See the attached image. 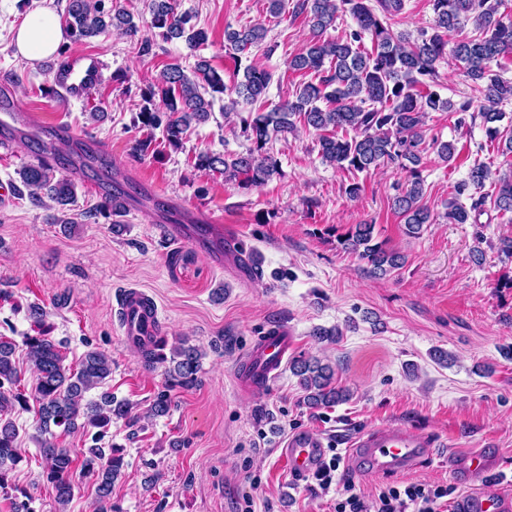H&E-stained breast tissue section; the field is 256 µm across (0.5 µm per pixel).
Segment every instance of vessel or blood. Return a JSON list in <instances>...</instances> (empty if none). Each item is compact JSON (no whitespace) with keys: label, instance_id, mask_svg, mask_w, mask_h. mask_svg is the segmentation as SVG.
I'll use <instances>...</instances> for the list:
<instances>
[{"label":"vessel or blood","instance_id":"1","mask_svg":"<svg viewBox=\"0 0 512 512\" xmlns=\"http://www.w3.org/2000/svg\"><path fill=\"white\" fill-rule=\"evenodd\" d=\"M109 65L100 55L72 56L52 74V82L66 101H81L88 88L102 83ZM120 322L127 343L143 349L159 334L160 319L155 300L137 288L126 289L120 302ZM294 346L287 329L276 328L261 337L243 360L240 381L259 388L262 381L276 375ZM434 437L400 425L383 426L359 432L347 446L353 456L364 459L376 475H402L412 472L432 457ZM323 437L307 431L292 434L281 450L290 473L304 475L315 470L325 454ZM497 463L489 451L475 449L465 455L449 458L450 474L468 483L476 473L496 470ZM458 512H512V499L496 498L482 492H471L457 504Z\"/></svg>","mask_w":512,"mask_h":512}]
</instances>
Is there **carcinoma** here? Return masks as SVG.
Masks as SVG:
<instances>
[{"mask_svg": "<svg viewBox=\"0 0 512 512\" xmlns=\"http://www.w3.org/2000/svg\"><path fill=\"white\" fill-rule=\"evenodd\" d=\"M291 15L305 16L311 36L301 52L286 62L289 71L312 72L318 83H305L295 97L282 101L266 112H253L247 106L266 99L273 73L253 64L244 68L243 79L229 86L224 75L207 60L199 59L189 72L178 64L165 66L144 89L146 102L139 112V123L162 129L168 146L179 149L194 125L206 123L213 114L215 95L229 99L223 109L235 112L240 132L250 147L238 153L202 151L195 157V167L246 187H262L280 173L277 159L269 144L294 135L299 130L318 135L319 153L324 162L339 169L368 172L383 165L395 164L408 173L407 181L393 198V209L404 222L406 234L418 237L431 213L424 204V180L421 176V145L424 142L425 113L428 111L462 112L471 102L454 105L441 98L430 84L437 78V65L452 54L463 64L468 77L484 82V103L478 115L486 126L490 141L502 142L512 154V132L500 131L503 119L499 105L512 101V82L501 78L490 63L512 54V19L498 14L491 0H431L434 14L431 31H423L414 41L395 34L388 20L399 15L405 0H291ZM150 28L154 36L143 37L140 51L149 55L154 37L165 41L182 38L191 50L204 45L208 36L195 28L192 18L180 13L175 0H149ZM349 15L355 23L344 38L327 39L338 13ZM69 38L82 41L107 32L120 31L129 37L139 36L140 26L133 14L106 6V0H67L62 14ZM473 21L476 34L448 47V33ZM268 30L255 24L235 29L224 28V45L231 58L239 62L254 52L272 51L266 43ZM372 48H362L365 37ZM353 132V136L342 133ZM490 177L488 167L475 162L467 179L457 185V196L470 189L480 190ZM22 186L36 203L51 200L63 210L76 199L77 183L63 172L60 158L47 153L20 171ZM470 207L455 200L448 203L447 218L454 224L477 223L484 212L486 196L469 195ZM493 207L512 212V177L499 180ZM374 226L358 224L339 238L342 247L358 255L368 272L385 276L404 264L403 257L374 241ZM29 316L39 324L38 331L25 337L27 360L36 372L34 392H20L21 369L16 362V345L0 335V489L6 488L9 473L18 459L19 428L3 413L19 409L32 411L44 460L46 480L55 491L56 502L68 504L73 496L72 476L75 458L67 448L51 441L53 429L65 434L77 430L97 429L94 445L87 448L81 470L95 476L96 492L105 501L112 495V484L120 475L123 458L114 448L97 445L114 419H128L131 403L117 399L106 391L96 399L85 394L104 386L112 375V362L100 350H87L75 366L65 364L62 342L47 335L42 327L45 310L38 304L28 307ZM150 365L164 366L165 389L158 392L150 405V414H169L175 387H189L198 381L202 352L185 342L172 348V365L163 353L142 352ZM294 375L305 391L304 400L311 408L332 407L346 400V392L336 386L335 370L319 361L295 360Z\"/></svg>", "mask_w": 512, "mask_h": 512, "instance_id": "obj_1", "label": "carcinoma"}]
</instances>
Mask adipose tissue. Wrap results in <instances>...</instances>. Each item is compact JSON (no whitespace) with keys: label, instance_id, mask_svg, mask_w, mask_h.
I'll list each match as a JSON object with an SVG mask.
<instances>
[{"label":"adipose tissue","instance_id":"1","mask_svg":"<svg viewBox=\"0 0 512 512\" xmlns=\"http://www.w3.org/2000/svg\"><path fill=\"white\" fill-rule=\"evenodd\" d=\"M65 37L59 16L45 8L29 10L16 28L13 42L17 52L29 61L53 55Z\"/></svg>","mask_w":512,"mask_h":512}]
</instances>
